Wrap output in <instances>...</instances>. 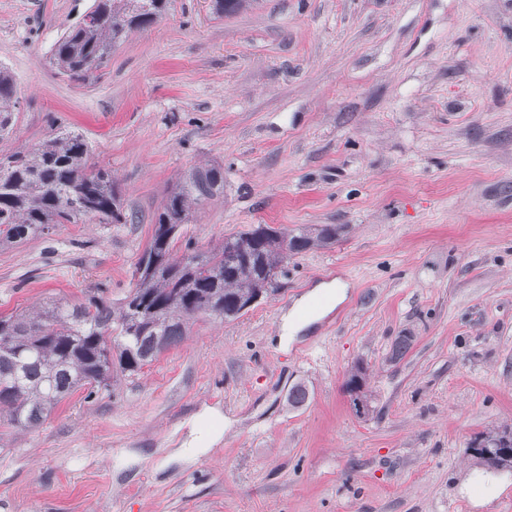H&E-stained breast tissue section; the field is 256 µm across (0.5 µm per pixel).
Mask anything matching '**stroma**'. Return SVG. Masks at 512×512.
Masks as SVG:
<instances>
[{"label":"stroma","instance_id":"35a3bbf8","mask_svg":"<svg viewBox=\"0 0 512 512\" xmlns=\"http://www.w3.org/2000/svg\"><path fill=\"white\" fill-rule=\"evenodd\" d=\"M91 3L0 0L18 100L0 152L81 133L138 221L0 245V313L93 288L120 302L168 188L205 163L224 198L175 256L254 224L340 233L111 392H75L32 430L0 417V512H512V471L470 449L512 426V0H259L221 18L171 0L80 85L49 58ZM337 276L347 300L279 350L282 311ZM358 363L366 419L344 391ZM194 424L224 434L189 463ZM356 372L349 374V377L346 381V391L349 395V403L354 412V414L360 418H366L370 416L374 412V407L372 406V394L367 385V376L364 377L362 371H365V368L362 365H356ZM358 378H362L364 380L363 384L359 388L356 394H352L348 388V384L352 381L357 380ZM362 404V408L359 406ZM363 409V411H362Z\"/></svg>","mask_w":512,"mask_h":512}]
</instances>
